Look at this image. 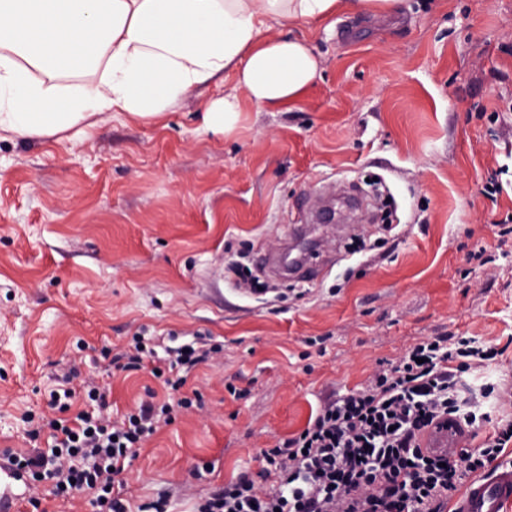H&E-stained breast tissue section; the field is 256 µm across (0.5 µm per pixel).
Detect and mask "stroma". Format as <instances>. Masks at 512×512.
<instances>
[{
    "mask_svg": "<svg viewBox=\"0 0 512 512\" xmlns=\"http://www.w3.org/2000/svg\"><path fill=\"white\" fill-rule=\"evenodd\" d=\"M321 70L284 110L246 107L229 133L203 106L233 74L157 121L116 112L80 134L0 141V450L31 441L26 414L92 377L113 418L177 407L122 473L131 506L172 489L173 512L301 433L324 399L369 385L431 338L493 360L449 362L463 393L493 385L476 444L512 419V0H405L375 19L342 11L287 27ZM500 172L502 191L484 193ZM361 201L319 224L323 268L297 281L276 260L317 194ZM202 336L221 351L182 392L102 347ZM213 470L194 471L203 463Z\"/></svg>",
    "mask_w": 512,
    "mask_h": 512,
    "instance_id": "35a3bbf8",
    "label": "stroma"
}]
</instances>
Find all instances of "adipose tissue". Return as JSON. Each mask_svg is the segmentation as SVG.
<instances>
[{
  "label": "adipose tissue",
  "mask_w": 512,
  "mask_h": 512,
  "mask_svg": "<svg viewBox=\"0 0 512 512\" xmlns=\"http://www.w3.org/2000/svg\"><path fill=\"white\" fill-rule=\"evenodd\" d=\"M403 0H0V134L48 138L120 112L152 121L226 73L205 109L232 127L243 102L275 109L318 74L306 41L263 36L269 24L325 21L342 10L397 13ZM65 75L80 77L75 86Z\"/></svg>",
  "instance_id": "ef3b65f1"
}]
</instances>
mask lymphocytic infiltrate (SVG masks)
I'll list each match as a JSON object with an SVG mask.
<instances>
[{"mask_svg": "<svg viewBox=\"0 0 512 512\" xmlns=\"http://www.w3.org/2000/svg\"><path fill=\"white\" fill-rule=\"evenodd\" d=\"M212 349L191 341L157 351L152 338L136 333L127 350L102 348L114 368L139 367L159 359L164 388L177 391ZM492 359L491 351L437 337L411 350L399 365L380 370L360 390L324 401L297 437L264 450L258 479L241 477L200 498L195 512H444L449 494L470 475L494 461L512 442V420L501 424L493 442L462 449L458 461L431 455L418 439L435 420L458 416L461 402L450 360ZM93 410L72 412V390L52 395L53 417L43 420L51 442L13 454L32 491L31 512H41L38 489L50 484L54 497L84 493L93 512H129L116 480L130 465L136 448L173 420L174 406L201 402V394L177 404L145 402L122 419L108 411V393L84 384Z\"/></svg>", "mask_w": 512, "mask_h": 512, "instance_id": "f902f5d3", "label": "lymphocytic infiltrate"}]
</instances>
